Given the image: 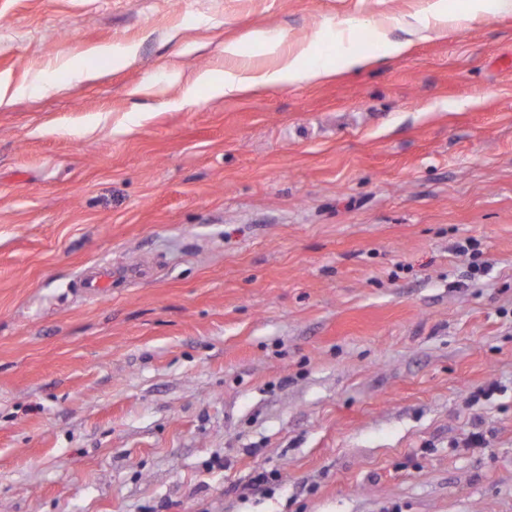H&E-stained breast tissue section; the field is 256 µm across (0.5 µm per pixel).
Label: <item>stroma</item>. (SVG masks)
I'll list each match as a JSON object with an SVG mask.
<instances>
[{"label": "stroma", "instance_id": "obj_1", "mask_svg": "<svg viewBox=\"0 0 512 512\" xmlns=\"http://www.w3.org/2000/svg\"><path fill=\"white\" fill-rule=\"evenodd\" d=\"M427 4L0 0V512H512V15L184 101ZM252 39L268 48L269 54L276 57V64L269 67L264 63H255L244 53L238 41L226 42L224 56L238 60V64L234 69L225 71L223 80L213 85L215 95L231 97L261 88L314 83L333 76L338 70L350 71L365 67L381 56L362 45L346 51L336 65L331 66L329 62L317 64L310 61L311 43H298L283 48L278 40L270 38L261 30L254 32Z\"/></svg>", "mask_w": 512, "mask_h": 512}]
</instances>
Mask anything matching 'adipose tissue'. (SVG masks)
<instances>
[{"instance_id": "ef3b65f1", "label": "adipose tissue", "mask_w": 512, "mask_h": 512, "mask_svg": "<svg viewBox=\"0 0 512 512\" xmlns=\"http://www.w3.org/2000/svg\"><path fill=\"white\" fill-rule=\"evenodd\" d=\"M464 2V8L457 9L451 7L447 0H430L425 14L415 18L414 21L408 22L400 18L379 20L372 23L371 32L376 41L384 46L386 55L398 56L410 49L413 35L432 32L450 36L455 34L463 24L477 20L484 13L512 14V0H464ZM396 28L406 31V39H391L390 34ZM252 39L254 42L265 45L269 53L276 57L275 65L269 67L253 62L244 53L239 42H226L224 55L236 60V67L225 71L223 80L216 83L212 82L210 74H198L194 79L193 87L186 90L185 102H193L195 87L199 84H212L214 94L231 97L261 88L314 83L333 76L340 70L360 69L377 58L376 53L362 45L346 51L339 57L336 64H317L311 60L310 44L299 43L285 48L279 41L270 38L261 30L254 32Z\"/></svg>"}]
</instances>
